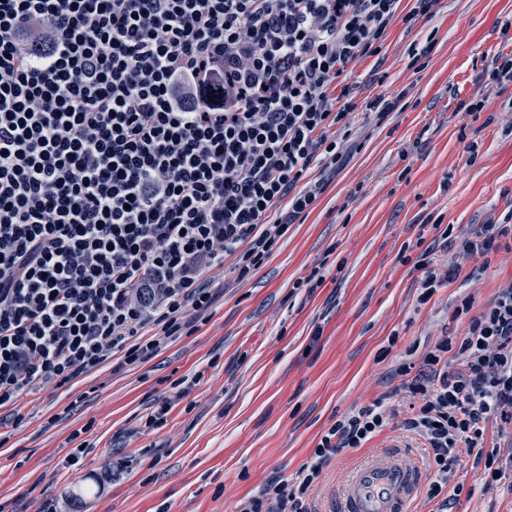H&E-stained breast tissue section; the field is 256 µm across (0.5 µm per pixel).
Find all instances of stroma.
Returning <instances> with one entry per match:
<instances>
[{
	"label": "stroma",
	"mask_w": 512,
	"mask_h": 512,
	"mask_svg": "<svg viewBox=\"0 0 512 512\" xmlns=\"http://www.w3.org/2000/svg\"><path fill=\"white\" fill-rule=\"evenodd\" d=\"M511 18L512 0H435L429 20H396L380 55L349 63L357 107L337 140L345 162L310 171L324 191L262 269L246 282L231 266L217 270L199 329L146 364L107 365L68 390L26 388L0 409V512H238L262 484L308 462L337 419L377 399L395 419L324 466L311 512H336L356 469L389 449L424 462L423 440L402 426L411 411L395 369L462 333L456 306L468 295L482 308L512 283V253L471 261L423 304L421 274L400 248L435 243L434 225L448 226L433 253L444 271L477 225L512 210V86L481 78L495 55L512 54L500 34ZM377 97L393 109H366ZM467 100L483 101L478 115L458 110ZM324 260V284L297 287ZM186 378L191 390L177 394ZM162 404L164 425L144 432ZM79 428L78 455L69 436ZM481 472L460 454L454 480L473 493L451 512H512V493L483 486Z\"/></svg>",
	"instance_id": "1"
}]
</instances>
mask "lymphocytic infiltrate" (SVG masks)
I'll return each instance as SVG.
<instances>
[{"label":"lymphocytic infiltrate","mask_w":512,"mask_h":512,"mask_svg":"<svg viewBox=\"0 0 512 512\" xmlns=\"http://www.w3.org/2000/svg\"><path fill=\"white\" fill-rule=\"evenodd\" d=\"M400 3L0 0V407L111 360L148 362L196 331L209 270L228 260L242 281L265 263L322 192L302 180L341 163L335 127L352 105L336 81L379 51ZM508 237L512 211L441 273L425 247L421 302ZM472 307L456 309L463 334L398 369L439 512L464 490L450 482L458 449L484 456V484L512 478V454L484 452L489 422L512 426V283ZM393 418L379 401L341 416L239 512H309L331 457Z\"/></svg>","instance_id":"f902f5d3"}]
</instances>
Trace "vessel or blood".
I'll list each match as a JSON object with an SVG mask.
<instances>
[{"label": "vessel or blood", "mask_w": 512, "mask_h": 512, "mask_svg": "<svg viewBox=\"0 0 512 512\" xmlns=\"http://www.w3.org/2000/svg\"><path fill=\"white\" fill-rule=\"evenodd\" d=\"M423 480L420 466L393 454L379 455L355 472L339 512H409Z\"/></svg>", "instance_id": "obj_1"}]
</instances>
